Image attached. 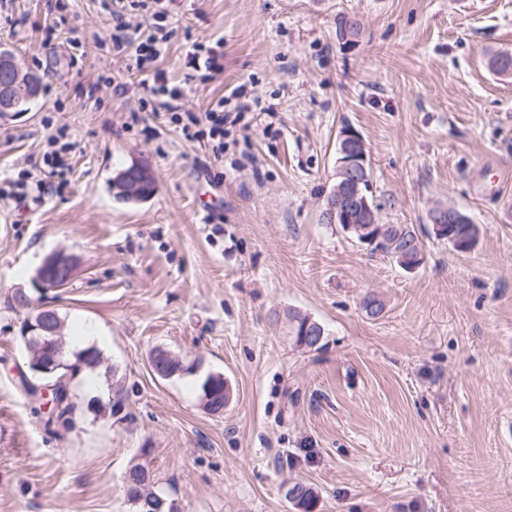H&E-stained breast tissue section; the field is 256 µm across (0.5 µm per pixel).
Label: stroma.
Segmentation results:
<instances>
[{
  "instance_id": "stroma-1",
  "label": "stroma",
  "mask_w": 512,
  "mask_h": 512,
  "mask_svg": "<svg viewBox=\"0 0 512 512\" xmlns=\"http://www.w3.org/2000/svg\"><path fill=\"white\" fill-rule=\"evenodd\" d=\"M343 14L361 23L347 43ZM162 24L175 83L187 38L224 40L222 72L191 83L195 111H235L241 86L259 101L223 162L92 44L112 27L102 0H0V46L40 85L0 114V512H132L137 462L179 512H295L296 479L314 512H512V77L488 67L512 51V0H174ZM345 128L366 144L378 222L423 239L415 271L322 219ZM61 131L63 188L13 193ZM133 164L155 190L126 203L112 180ZM215 196L224 214L204 222ZM438 203L479 225L471 252L431 234ZM55 251L78 268L49 307L66 333L108 336L124 383L115 415L77 392L69 430L21 386L32 311L11 302ZM291 309L323 326L320 349L292 343ZM158 346L179 375L153 374ZM210 373L232 389L220 415L201 399ZM288 501L300 512H312L318 500V492L312 484L297 480L294 481L286 493Z\"/></svg>"
}]
</instances>
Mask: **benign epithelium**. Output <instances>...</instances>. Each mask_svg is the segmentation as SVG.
<instances>
[{"label":"benign epithelium","mask_w":512,"mask_h":512,"mask_svg":"<svg viewBox=\"0 0 512 512\" xmlns=\"http://www.w3.org/2000/svg\"><path fill=\"white\" fill-rule=\"evenodd\" d=\"M37 85V78L25 74L16 62L15 54L7 49H0V112H9L14 106V92L18 85ZM363 138L351 129H345L339 136L336 160V185L333 199L327 206L326 220L331 224L344 225L345 231H353L362 237V243L374 246L376 239L370 232L376 227L377 205L370 195V179L367 173L366 154ZM142 180L135 172L122 173L114 180V187L124 195L140 192ZM429 220L435 231H440L446 224L456 223L454 210L437 206L429 213ZM77 260L64 253L54 252L44 258L35 269L31 282L37 290L45 294L66 288L74 278ZM56 312L41 308L36 318L28 321L22 336L25 345L35 340L49 339L61 335V328L55 324ZM62 380L50 381L35 387L37 396L45 409L56 404L55 398L68 394L61 388Z\"/></svg>","instance_id":"1"}]
</instances>
